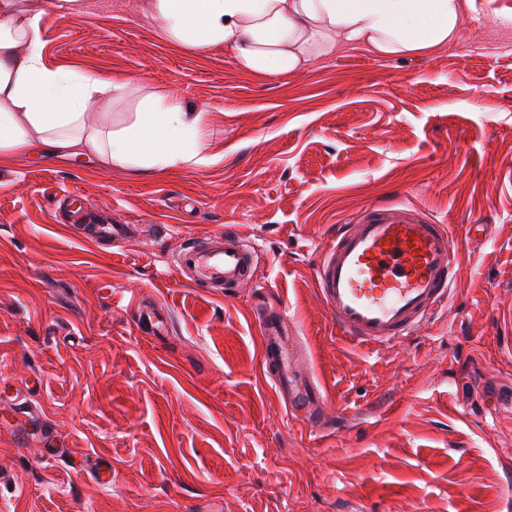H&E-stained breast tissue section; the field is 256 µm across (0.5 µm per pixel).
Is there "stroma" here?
<instances>
[{
	"label": "stroma",
	"instance_id": "1",
	"mask_svg": "<svg viewBox=\"0 0 512 512\" xmlns=\"http://www.w3.org/2000/svg\"><path fill=\"white\" fill-rule=\"evenodd\" d=\"M85 2L33 0L49 67L124 86L92 122L126 129L165 88L203 113L208 150L149 170L0 155V512H512V412L493 407L512 384V0H463L460 38L420 56L354 45L283 74L180 46L135 0ZM72 193L125 243L71 233ZM389 205L450 225L460 274L446 310L369 350L337 336L314 268L336 225ZM228 224L253 285L179 282L185 235ZM143 296L167 336L138 328ZM266 307L335 430H301L265 381ZM31 385L44 440L12 413Z\"/></svg>",
	"mask_w": 512,
	"mask_h": 512
}]
</instances>
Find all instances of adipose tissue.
Segmentation results:
<instances>
[{
    "label": "adipose tissue",
    "mask_w": 512,
    "mask_h": 512,
    "mask_svg": "<svg viewBox=\"0 0 512 512\" xmlns=\"http://www.w3.org/2000/svg\"><path fill=\"white\" fill-rule=\"evenodd\" d=\"M161 31L193 50L232 49L242 67L294 72L334 51L339 41L363 42L390 57L454 42L461 0H151ZM38 14L28 0H0V154L52 150L89 154L104 167H166L202 153V115L186 111L167 90L129 129L88 126L99 80L50 68ZM193 152H185V144Z\"/></svg>",
    "instance_id": "ef3b65f1"
}]
</instances>
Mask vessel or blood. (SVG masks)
<instances>
[{
	"mask_svg": "<svg viewBox=\"0 0 512 512\" xmlns=\"http://www.w3.org/2000/svg\"><path fill=\"white\" fill-rule=\"evenodd\" d=\"M73 231L93 244L126 239L124 224H73ZM255 250L238 232L188 239L173 265L184 284L213 289L236 288L252 279ZM459 257L447 225L419 220L409 209L372 208L362 221L341 224L320 248L315 277L321 299L339 335L377 349L401 342L445 307L457 282ZM138 326L156 336L169 317L139 299ZM266 366L277 369L272 383L292 409L297 423L317 432L332 424L330 400L313 381H299V352L290 346L280 316L258 317Z\"/></svg>",
	"mask_w": 512,
	"mask_h": 512,
	"instance_id": "1",
	"label": "vessel or blood"
}]
</instances>
